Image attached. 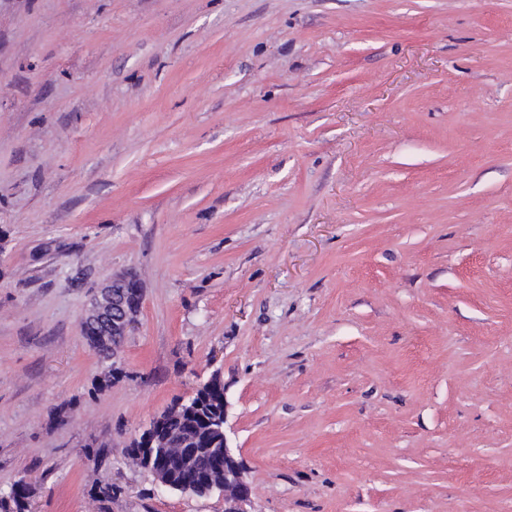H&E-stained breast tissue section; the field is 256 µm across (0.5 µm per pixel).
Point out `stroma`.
Masks as SVG:
<instances>
[{
  "instance_id": "35a3bbf8",
  "label": "stroma",
  "mask_w": 512,
  "mask_h": 512,
  "mask_svg": "<svg viewBox=\"0 0 512 512\" xmlns=\"http://www.w3.org/2000/svg\"><path fill=\"white\" fill-rule=\"evenodd\" d=\"M214 377L254 512H512V0H0V488L224 512L126 454ZM134 288V296L127 290ZM142 289L131 274L112 275L93 294L80 323L82 337L128 336L142 305Z\"/></svg>"
}]
</instances>
